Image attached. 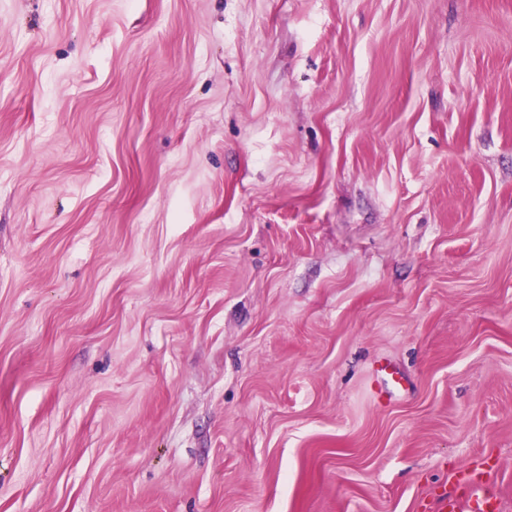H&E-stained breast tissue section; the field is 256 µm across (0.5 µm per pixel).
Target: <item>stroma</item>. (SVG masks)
<instances>
[{
    "label": "stroma",
    "instance_id": "1",
    "mask_svg": "<svg viewBox=\"0 0 512 512\" xmlns=\"http://www.w3.org/2000/svg\"><path fill=\"white\" fill-rule=\"evenodd\" d=\"M482 464L512 512V0H0V512Z\"/></svg>",
    "mask_w": 512,
    "mask_h": 512
}]
</instances>
